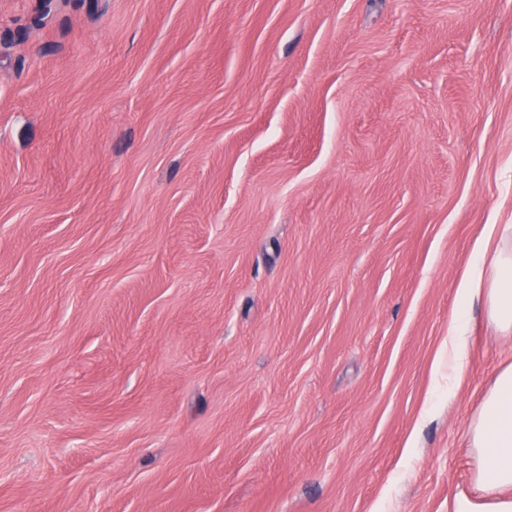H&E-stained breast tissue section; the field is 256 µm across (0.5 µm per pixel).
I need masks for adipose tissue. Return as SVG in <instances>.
I'll list each match as a JSON object with an SVG mask.
<instances>
[{
  "instance_id": "1",
  "label": "adipose tissue",
  "mask_w": 512,
  "mask_h": 512,
  "mask_svg": "<svg viewBox=\"0 0 512 512\" xmlns=\"http://www.w3.org/2000/svg\"><path fill=\"white\" fill-rule=\"evenodd\" d=\"M458 312L448 328V358L467 353L468 311L483 301L489 320L512 333V224H488L473 244V260L456 290ZM475 461L473 493L457 495L453 512H512V363L500 368L469 428Z\"/></svg>"
}]
</instances>
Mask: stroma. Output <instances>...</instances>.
<instances>
[{
	"label": "stroma",
	"instance_id": "35a3bbf8",
	"mask_svg": "<svg viewBox=\"0 0 512 512\" xmlns=\"http://www.w3.org/2000/svg\"><path fill=\"white\" fill-rule=\"evenodd\" d=\"M487 224L512 0H0V512H450Z\"/></svg>",
	"mask_w": 512,
	"mask_h": 512
}]
</instances>
